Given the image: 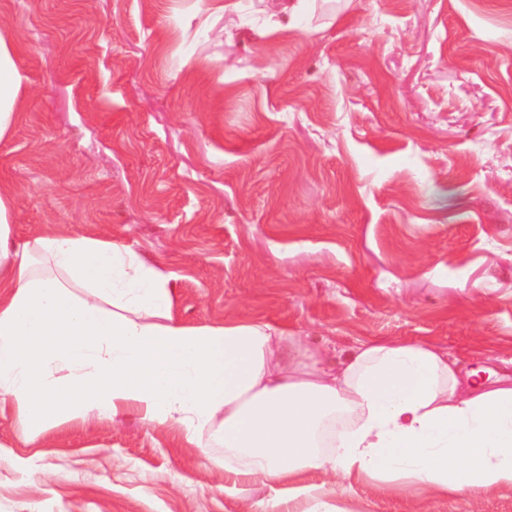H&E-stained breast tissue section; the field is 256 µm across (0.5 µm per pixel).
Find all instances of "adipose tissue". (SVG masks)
Instances as JSON below:
<instances>
[{"instance_id": "1", "label": "adipose tissue", "mask_w": 512, "mask_h": 512, "mask_svg": "<svg viewBox=\"0 0 512 512\" xmlns=\"http://www.w3.org/2000/svg\"><path fill=\"white\" fill-rule=\"evenodd\" d=\"M19 85L0 39V138ZM11 223L0 193V407L23 432L133 413L207 459L213 431L225 492L268 489L261 512H335L312 471L403 499L512 487V374L460 372L427 341L363 342L330 366L261 319L188 325L170 275L130 246L66 232L16 244Z\"/></svg>"}]
</instances>
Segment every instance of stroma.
<instances>
[{
    "instance_id": "35a3bbf8",
    "label": "stroma",
    "mask_w": 512,
    "mask_h": 512,
    "mask_svg": "<svg viewBox=\"0 0 512 512\" xmlns=\"http://www.w3.org/2000/svg\"><path fill=\"white\" fill-rule=\"evenodd\" d=\"M25 107L0 139L23 243L131 246L187 324L245 315L312 354L425 340L512 359V0H0ZM137 417L23 433L0 512H260ZM343 512H512V488Z\"/></svg>"
}]
</instances>
